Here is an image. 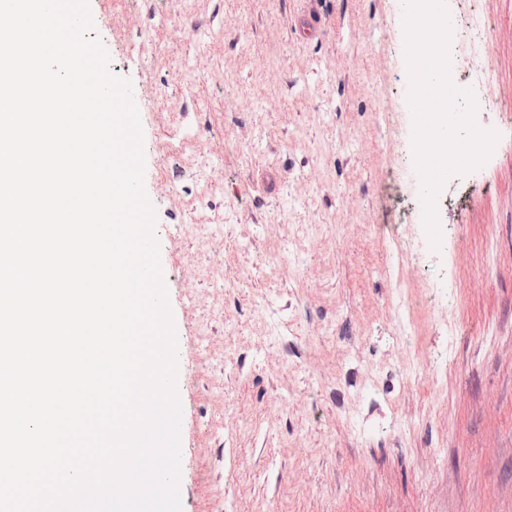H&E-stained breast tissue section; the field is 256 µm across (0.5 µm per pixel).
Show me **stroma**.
I'll use <instances>...</instances> for the list:
<instances>
[{"label":"stroma","mask_w":512,"mask_h":512,"mask_svg":"<svg viewBox=\"0 0 512 512\" xmlns=\"http://www.w3.org/2000/svg\"><path fill=\"white\" fill-rule=\"evenodd\" d=\"M391 2L90 0L112 72L152 105L148 179L173 186L152 205L182 512H512V0H446L492 21L497 79L474 94L500 138L443 185L436 250ZM309 11L312 41L290 28ZM378 223L410 228V354ZM366 365L372 399L344 379Z\"/></svg>","instance_id":"stroma-1"}]
</instances>
